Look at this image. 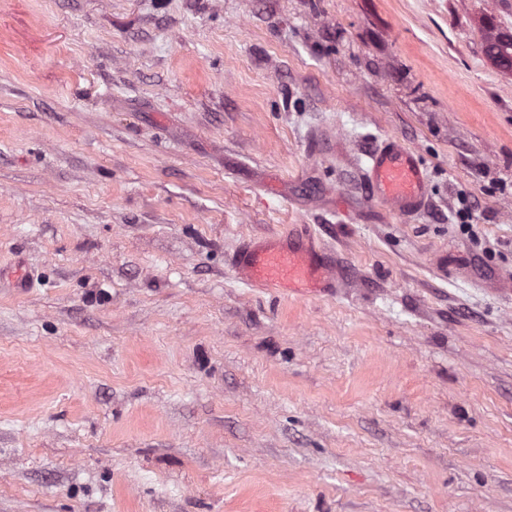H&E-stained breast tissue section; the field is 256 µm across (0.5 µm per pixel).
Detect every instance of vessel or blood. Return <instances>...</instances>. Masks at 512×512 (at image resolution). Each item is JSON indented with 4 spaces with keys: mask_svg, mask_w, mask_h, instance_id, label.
I'll list each match as a JSON object with an SVG mask.
<instances>
[{
    "mask_svg": "<svg viewBox=\"0 0 512 512\" xmlns=\"http://www.w3.org/2000/svg\"><path fill=\"white\" fill-rule=\"evenodd\" d=\"M365 182L372 199L390 205L400 216H414L425 207L423 164L395 138H386L370 150ZM230 264L256 287L300 296L324 294L338 282L326 254L317 250L310 236L297 233L249 240Z\"/></svg>",
    "mask_w": 512,
    "mask_h": 512,
    "instance_id": "obj_1",
    "label": "vessel or blood"
}]
</instances>
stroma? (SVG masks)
Here are the masks:
<instances>
[{"instance_id":"stroma-1","label":"stroma","mask_w":512,"mask_h":512,"mask_svg":"<svg viewBox=\"0 0 512 512\" xmlns=\"http://www.w3.org/2000/svg\"><path fill=\"white\" fill-rule=\"evenodd\" d=\"M486 18L512 0H0V512H512ZM387 137L410 218L365 185ZM290 232L336 292L229 265ZM365 182L370 197L390 205L402 217L421 212L427 184L420 157L393 137L386 138L367 155Z\"/></svg>"}]
</instances>
